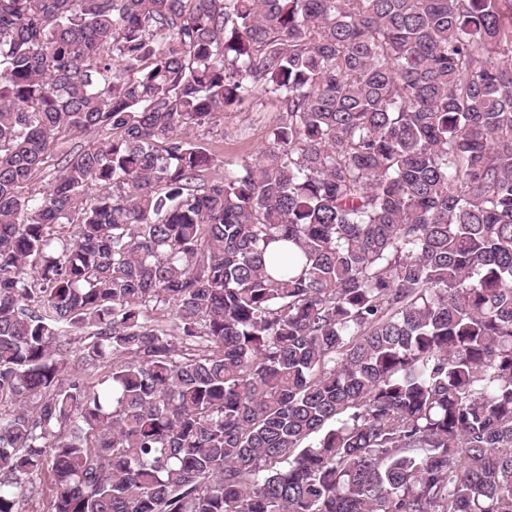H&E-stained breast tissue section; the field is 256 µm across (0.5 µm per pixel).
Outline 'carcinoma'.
<instances>
[{
    "label": "carcinoma",
    "mask_w": 512,
    "mask_h": 512,
    "mask_svg": "<svg viewBox=\"0 0 512 512\" xmlns=\"http://www.w3.org/2000/svg\"><path fill=\"white\" fill-rule=\"evenodd\" d=\"M42 474L46 512H512V0H0V512ZM259 98L256 108L264 112H226L224 119L221 118L218 125L210 130L205 142L217 155V159L223 161L212 170V177L224 176V162L240 163L245 159L251 161L256 157L259 148L267 143L270 121L275 112L263 96L259 95ZM239 128L247 129L246 138L238 136Z\"/></svg>",
    "instance_id": "obj_1"
}]
</instances>
